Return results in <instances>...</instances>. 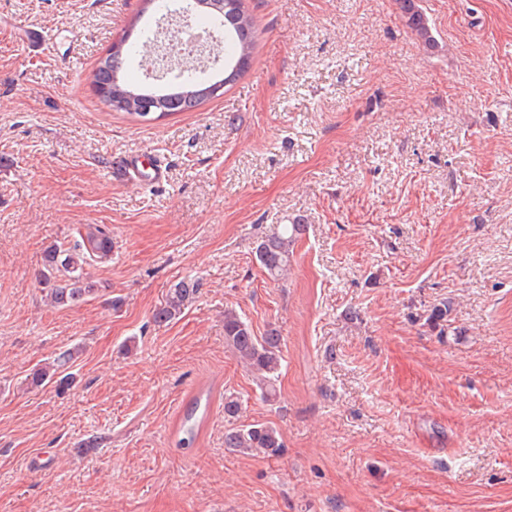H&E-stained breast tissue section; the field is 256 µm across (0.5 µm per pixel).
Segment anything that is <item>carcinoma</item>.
Masks as SVG:
<instances>
[{
  "instance_id": "cac0c4a2",
  "label": "carcinoma",
  "mask_w": 512,
  "mask_h": 512,
  "mask_svg": "<svg viewBox=\"0 0 512 512\" xmlns=\"http://www.w3.org/2000/svg\"><path fill=\"white\" fill-rule=\"evenodd\" d=\"M405 25L424 45L432 47L435 40L427 19L417 0H397ZM197 11L206 18L215 19L224 25V78L222 86L227 89L246 72L252 61L256 45L255 20L245 0H197ZM157 38L140 35L125 45L118 57L107 53L98 59L91 72V84L105 91L102 100L113 110L145 122L146 115L136 106L124 100L117 88L134 87L160 102L162 116L178 112H191L208 98L190 92V89L213 82L203 78L192 69H178L172 73L163 88H148L123 75L129 58L146 62L154 53ZM305 225L292 222L281 230L265 235L256 241L254 256L258 265L274 282L288 278L291 258L298 239L304 233ZM80 239L72 244L54 243L43 253L39 283L46 292L50 304L55 307H74L84 303L97 291L86 276L85 266L92 261H102L112 255V237L99 227L88 225L77 230ZM199 285L192 280L182 279L173 283L168 291L164 306L153 313L156 322L175 319L193 302ZM281 330L268 328L262 335H255L253 329L232 307L224 308V344L251 374L256 389L266 402L278 398V378L282 366ZM79 349L62 352L58 357L29 374L26 378L33 388L52 383L59 390L73 381L67 372L74 362ZM242 402L234 394L224 395V448L232 453L270 459L278 458L285 448L279 428L268 423L254 422L240 424Z\"/></svg>"
}]
</instances>
